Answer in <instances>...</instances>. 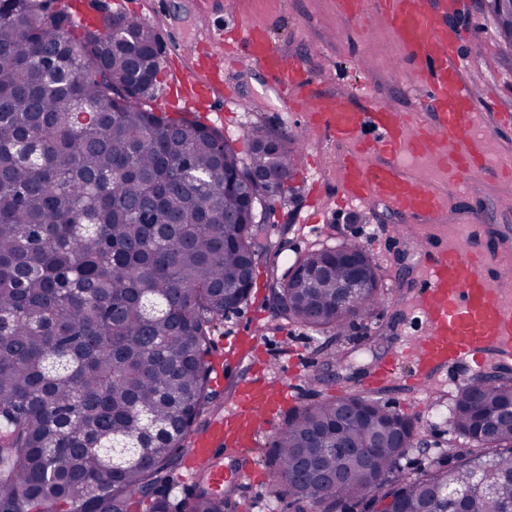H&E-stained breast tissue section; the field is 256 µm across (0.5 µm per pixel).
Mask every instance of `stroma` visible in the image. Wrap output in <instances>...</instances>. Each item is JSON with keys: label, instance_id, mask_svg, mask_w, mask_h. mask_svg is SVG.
<instances>
[{"label": "stroma", "instance_id": "1", "mask_svg": "<svg viewBox=\"0 0 512 512\" xmlns=\"http://www.w3.org/2000/svg\"><path fill=\"white\" fill-rule=\"evenodd\" d=\"M85 11L94 20L108 15L135 16L154 27L161 39L162 64L158 84L147 106L172 117L188 115L216 128L232 141L238 151H246L247 134L258 125L285 137L301 131L305 147L297 159L293 193L272 200L259 236L255 284L246 302L230 313L214 334V363L245 372L251 363L269 361L265 378L277 382L281 375L296 376L303 370L320 372L321 350L331 341L320 333L283 320L269 291L270 273H285L297 255L339 242L363 244L380 266L386 287L402 288L403 299H389L367 320L357 322L340 344L348 352L345 380L332 389L339 396L361 390L370 370L385 356L373 343L377 331L390 337L389 348L397 349L407 337L416 335L421 325L410 313L407 299L417 287L421 254L412 242L396 231L402 216L387 206H362V223L344 220L345 209L336 203L339 176L332 162L339 145L329 142L317 130L306 129L305 110L284 100L277 85L262 66L249 58L224 71V85L235 101L224 95L185 109L174 82L177 69L203 61L220 66L225 41L233 40L240 21L263 25L272 46L306 68L308 100L336 93L356 94L359 103L375 99L399 112L418 107L419 95L411 78L400 65L404 49L386 19L372 10L359 17L341 13L336 0H83ZM207 4L213 31L223 33L224 42L210 43L196 22V10ZM466 21V74L483 113L507 117V124L489 123L488 147L496 159L512 156V54L502 53L491 15L484 0H458ZM465 198L451 205L441 217L448 230L459 228L467 215H475L474 233L498 245L497 259L512 265V253L502 250L503 239H512V178L490 173L467 177ZM259 331L250 358L237 362L229 343L247 327ZM388 348V349H389ZM466 370L447 374L442 382L417 394L391 383L380 388L381 396L393 401L397 410L413 415L427 444L407 449L396 470L415 475L434 464L451 467L465 458L468 446L451 427L450 408L460 385L471 379ZM278 415L259 435L250 452L258 475L254 485L238 484L228 512H288L287 499L276 495L274 468L270 462L272 441L285 422Z\"/></svg>", "mask_w": 512, "mask_h": 512}]
</instances>
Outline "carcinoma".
<instances>
[{
  "label": "carcinoma",
  "instance_id": "cac0c4a2",
  "mask_svg": "<svg viewBox=\"0 0 512 512\" xmlns=\"http://www.w3.org/2000/svg\"><path fill=\"white\" fill-rule=\"evenodd\" d=\"M56 0H0V512H170L169 484L215 400L212 336L247 300L264 219L257 206L293 190L303 141L256 126L247 157L197 121L146 106L158 35L137 18L74 33ZM512 53V0H487ZM249 176L236 223L227 185ZM358 251H309L273 293L290 322L339 339L385 302L373 287L351 310L336 281L302 271ZM512 402V369L467 380L452 409L469 457L448 470L393 475L416 419L363 392L315 399L275 436L277 486L294 512H465L512 507V422L480 428ZM233 489L199 475L178 512H225Z\"/></svg>",
  "mask_w": 512,
  "mask_h": 512
}]
</instances>
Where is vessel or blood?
<instances>
[{"instance_id": "1", "label": "vessel or blood", "mask_w": 512, "mask_h": 512, "mask_svg": "<svg viewBox=\"0 0 512 512\" xmlns=\"http://www.w3.org/2000/svg\"><path fill=\"white\" fill-rule=\"evenodd\" d=\"M372 6L405 49L403 66L420 92L419 107L413 112L379 105L368 110L355 95L336 94L312 104L310 126L343 147L336 156L341 199L354 208L385 203L408 220L407 230L421 251L412 306L424 330L376 365L365 383L375 389L402 373L415 389L459 367L512 361V268L498 264L475 237H434L425 227L446 211L467 175L508 174L512 166L496 165L484 138L473 133L481 113L463 74L464 29L454 21L455 0H372ZM259 30L252 22L243 26L246 56L260 62L287 100L299 101L306 86L300 63L268 44ZM180 87L189 101L217 89L212 76L202 73L183 76ZM418 159L438 174L436 184L425 186L409 176L406 161ZM297 391L293 382L237 376L231 406L194 437L184 482L201 472L218 491L230 479L252 481V471L245 468L225 473L217 456L251 447L261 421Z\"/></svg>"}]
</instances>
